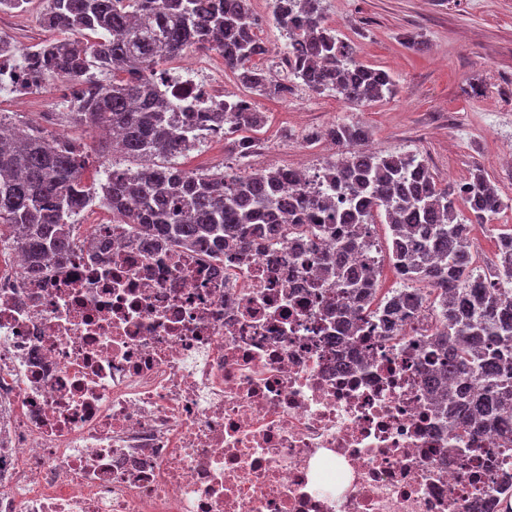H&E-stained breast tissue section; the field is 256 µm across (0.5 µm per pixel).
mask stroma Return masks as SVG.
Instances as JSON below:
<instances>
[{
  "label": "stroma",
  "mask_w": 512,
  "mask_h": 512,
  "mask_svg": "<svg viewBox=\"0 0 512 512\" xmlns=\"http://www.w3.org/2000/svg\"><path fill=\"white\" fill-rule=\"evenodd\" d=\"M322 5L328 24L354 43L359 59L394 77L395 95L354 107L335 93L294 84L285 96L258 98L267 122L255 131L249 158L216 142L176 157V165L240 174L303 165L314 172L332 159L315 132L340 120L358 121L370 130V151L419 154L439 183L466 181L477 165L485 169L510 206L491 223L472 225L469 235L479 266L494 261L498 230L512 226V166L501 161L512 147V0H323ZM251 8L262 19L256 34L270 49L254 60L264 68L280 61L285 37L270 18V0H251ZM41 9L40 0H30L26 11L10 14L7 32L20 47L48 39ZM413 39L422 41V50L410 47ZM476 85L481 94L473 93ZM70 101L69 86L55 79L22 100L10 89L0 90V112L24 123L37 119L48 133L88 145L87 179L111 165L139 168L135 158L101 151L100 139L68 125L62 114Z\"/></svg>",
  "instance_id": "stroma-1"
}]
</instances>
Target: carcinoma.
<instances>
[{
  "mask_svg": "<svg viewBox=\"0 0 512 512\" xmlns=\"http://www.w3.org/2000/svg\"><path fill=\"white\" fill-rule=\"evenodd\" d=\"M276 2L274 23L287 37V78L279 80L252 65L267 49L255 33L251 0H42L41 23L62 37L27 57L31 77L72 83L67 122L119 129L122 137L112 148L145 164L135 171L108 168L105 178L88 184L83 143L18 126L1 112L0 232L25 250L29 274L38 277L45 259L67 260L84 246L74 217L97 201L120 211L143 243L163 241L214 260L224 255L226 236L246 250L260 236L287 238L289 225L259 220L299 209L313 236L336 237V254L325 257L323 272L344 284L354 302L370 284L373 268L350 264L355 239L341 234L338 221H349L369 240L374 219L382 215L391 231L388 250L406 284L387 297L389 307L408 318L430 300L442 329L425 340L438 352V363L426 370L424 386L437 399L457 402L466 430L478 436L502 407L512 406V366L504 363L512 353V228L497 234L488 276L473 266L466 245L469 225L488 224L505 207L481 166L465 183L441 186L425 160L376 154L365 147L364 125L338 122L327 136L341 149V159L325 175L333 187L351 193L352 208L340 218L328 202L285 194L283 168L239 175L155 162L186 152V140L171 131L168 103L153 89L159 67L189 47L220 53L224 67L253 94L284 95L290 78L357 107L395 93L393 76L361 62L353 43L327 24L322 0ZM225 118L242 134L228 142L230 150L240 157L252 153L247 133L264 123L254 101L234 98L224 112H198L195 121L219 124ZM460 203L464 223L458 220ZM336 313L345 315V328L357 331L377 319L366 306L338 304Z\"/></svg>",
  "mask_w": 512,
  "mask_h": 512,
  "instance_id": "carcinoma-1",
  "label": "carcinoma"
}]
</instances>
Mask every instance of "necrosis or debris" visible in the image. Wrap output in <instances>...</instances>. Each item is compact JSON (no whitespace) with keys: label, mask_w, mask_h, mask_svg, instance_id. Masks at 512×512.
<instances>
[{"label":"necrosis or debris","mask_w":512,"mask_h":512,"mask_svg":"<svg viewBox=\"0 0 512 512\" xmlns=\"http://www.w3.org/2000/svg\"><path fill=\"white\" fill-rule=\"evenodd\" d=\"M174 122L223 106L187 53ZM0 264V512H505L512 435L450 429L425 390L428 311L355 335L296 234L223 261L147 246Z\"/></svg>","instance_id":"obj_1"}]
</instances>
